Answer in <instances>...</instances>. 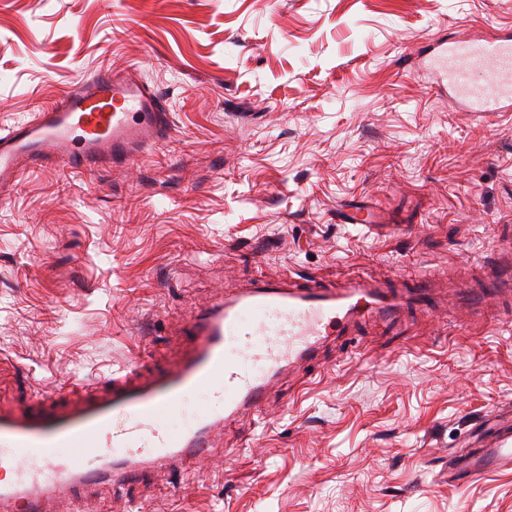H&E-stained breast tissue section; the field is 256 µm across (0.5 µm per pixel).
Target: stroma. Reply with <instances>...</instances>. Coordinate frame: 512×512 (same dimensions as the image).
<instances>
[{"instance_id": "obj_1", "label": "stroma", "mask_w": 512, "mask_h": 512, "mask_svg": "<svg viewBox=\"0 0 512 512\" xmlns=\"http://www.w3.org/2000/svg\"><path fill=\"white\" fill-rule=\"evenodd\" d=\"M507 35L512 0H0V128L131 64L174 123L134 167L31 171L0 197V410L175 355L182 318L256 279L467 284L512 244V109L459 104L434 59ZM362 203L382 230L337 223ZM511 308L363 326L181 484L160 470L57 512H512V472L443 477L512 406Z\"/></svg>"}]
</instances>
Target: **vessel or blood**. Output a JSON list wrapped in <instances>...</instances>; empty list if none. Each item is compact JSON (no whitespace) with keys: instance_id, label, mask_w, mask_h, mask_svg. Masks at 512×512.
<instances>
[{"instance_id":"b4317fda","label":"vessel or blood","mask_w":512,"mask_h":512,"mask_svg":"<svg viewBox=\"0 0 512 512\" xmlns=\"http://www.w3.org/2000/svg\"><path fill=\"white\" fill-rule=\"evenodd\" d=\"M448 85L478 112L512 98V38L460 39L440 59ZM173 132L171 109L136 66L100 67L25 122L0 130V193L33 169L85 174L126 168ZM473 284L454 294L468 311L512 294V249L478 263ZM441 290L430 272L403 278L286 275L196 309L183 323L179 354L151 371L132 361L118 374L80 381L64 393L32 392L0 413V512H50L54 501L107 489L120 497L153 471L180 470L216 447L215 433L260 411L279 376L316 363L328 342L364 321L390 322L414 307L436 312ZM206 391L208 404L180 430L165 426ZM512 470V416L488 425L471 447L449 454V483Z\"/></svg>"}]
</instances>
